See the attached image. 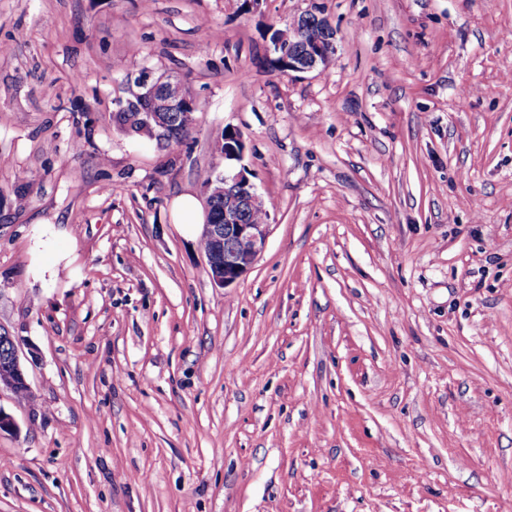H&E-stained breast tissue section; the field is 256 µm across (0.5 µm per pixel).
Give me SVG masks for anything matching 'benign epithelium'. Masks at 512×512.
Here are the masks:
<instances>
[{"mask_svg":"<svg viewBox=\"0 0 512 512\" xmlns=\"http://www.w3.org/2000/svg\"><path fill=\"white\" fill-rule=\"evenodd\" d=\"M300 41L296 29L275 30L268 40V53L279 54ZM328 53L323 43L318 42L307 48L301 62H288V70L297 73L321 71L327 64ZM136 86L135 107L141 116L138 134L164 141L166 123L164 117L176 107L187 110L185 117L191 125H196L194 113L189 111L195 96L184 83L170 75L156 78L141 72L133 80ZM228 141L224 149V169L210 171L203 180L205 198L224 197V214L206 217L202 237L210 240V250L204 252L212 280L222 288L237 282L254 265L264 251L269 233V224H244L242 213L263 212L264 203L254 183L247 176L243 164L246 144L242 134L228 128L223 133ZM11 350L8 361L0 363V392L8 390L15 395L29 391L26 372L21 364V348L15 339L8 335Z\"/></svg>","mask_w":512,"mask_h":512,"instance_id":"1","label":"benign epithelium"}]
</instances>
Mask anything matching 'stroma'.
Returning a JSON list of instances; mask_svg holds the SVG:
<instances>
[{"label":"stroma","instance_id":"35a3bbf8","mask_svg":"<svg viewBox=\"0 0 512 512\" xmlns=\"http://www.w3.org/2000/svg\"><path fill=\"white\" fill-rule=\"evenodd\" d=\"M316 13L323 72L269 68ZM512 0H0V512H512ZM203 104L120 131L127 74ZM240 130L227 288L172 203ZM30 170L27 202L14 190ZM202 109L201 102L196 100L194 110L185 112V117L194 129L196 125V118L194 112H200ZM186 123L182 114H176L173 116L170 125L168 127V136L166 138L164 147L171 149H178L187 145V141L193 131V128ZM6 335L4 328H0V361L1 363L9 355L8 344L5 343L3 336ZM5 338L10 342L11 350L8 361L0 363V392L9 390L15 395L29 391V385L26 378V372L21 364L19 344L13 336L8 333Z\"/></svg>","mask_w":512,"mask_h":512}]
</instances>
